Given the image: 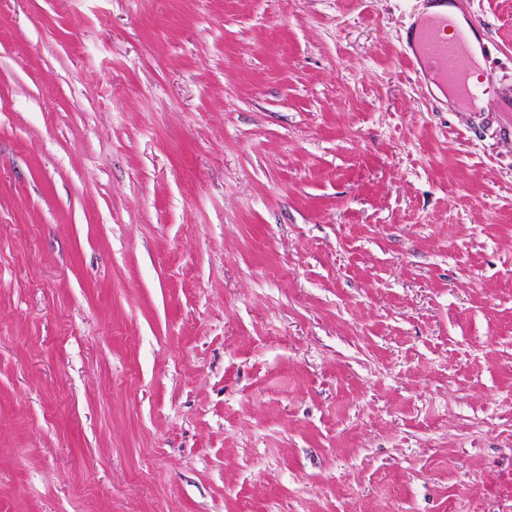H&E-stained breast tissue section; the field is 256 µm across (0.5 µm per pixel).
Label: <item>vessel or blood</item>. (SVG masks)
I'll use <instances>...</instances> for the list:
<instances>
[{"label":"vessel or blood","instance_id":"obj_1","mask_svg":"<svg viewBox=\"0 0 512 512\" xmlns=\"http://www.w3.org/2000/svg\"><path fill=\"white\" fill-rule=\"evenodd\" d=\"M407 44L417 65L431 66L460 93L474 95L475 85L471 84L469 73L460 66L469 44L462 34L449 33L447 20L428 25L413 24L408 32Z\"/></svg>","mask_w":512,"mask_h":512}]
</instances>
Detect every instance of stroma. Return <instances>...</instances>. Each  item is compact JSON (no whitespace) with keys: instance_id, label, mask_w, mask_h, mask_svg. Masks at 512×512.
I'll use <instances>...</instances> for the list:
<instances>
[{"instance_id":"35a3bbf8","label":"stroma","mask_w":512,"mask_h":512,"mask_svg":"<svg viewBox=\"0 0 512 512\" xmlns=\"http://www.w3.org/2000/svg\"><path fill=\"white\" fill-rule=\"evenodd\" d=\"M0 0V512H512V0ZM447 30L446 18L428 25H421L418 20L408 32L407 44L419 67L431 66L460 93L474 96L475 88L470 83V74L460 67V60L469 50V44L458 31H453L450 37L444 36Z\"/></svg>"}]
</instances>
